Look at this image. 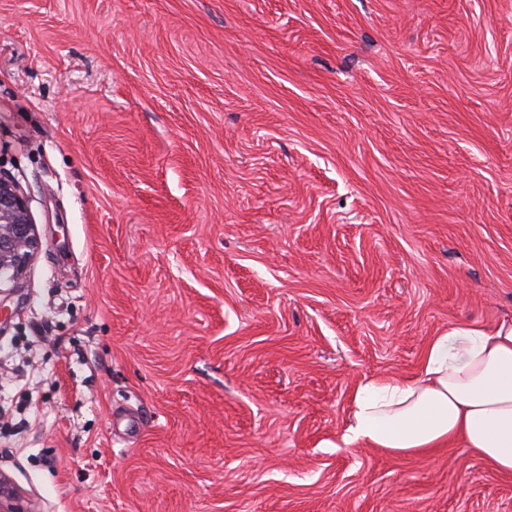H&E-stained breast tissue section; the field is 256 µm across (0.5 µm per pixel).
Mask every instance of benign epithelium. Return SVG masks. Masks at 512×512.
<instances>
[{
	"label": "benign epithelium",
	"instance_id": "benign-epithelium-1",
	"mask_svg": "<svg viewBox=\"0 0 512 512\" xmlns=\"http://www.w3.org/2000/svg\"><path fill=\"white\" fill-rule=\"evenodd\" d=\"M40 236L31 217L28 200L16 182L0 178V267L12 271L18 281L38 254ZM0 512H27L21 496L8 479L0 478Z\"/></svg>",
	"mask_w": 512,
	"mask_h": 512
}]
</instances>
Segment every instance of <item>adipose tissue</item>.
<instances>
[{
  "label": "adipose tissue",
  "mask_w": 512,
  "mask_h": 512,
  "mask_svg": "<svg viewBox=\"0 0 512 512\" xmlns=\"http://www.w3.org/2000/svg\"><path fill=\"white\" fill-rule=\"evenodd\" d=\"M343 442L396 454L458 442L512 474V320L449 328L429 342L415 378L360 382Z\"/></svg>",
  "instance_id": "obj_1"
}]
</instances>
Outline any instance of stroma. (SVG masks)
Listing matches in <instances>:
<instances>
[{"label":"stroma","mask_w":512,"mask_h":512,"mask_svg":"<svg viewBox=\"0 0 512 512\" xmlns=\"http://www.w3.org/2000/svg\"><path fill=\"white\" fill-rule=\"evenodd\" d=\"M0 176L33 512H512L468 449L341 440L512 319V0H0ZM40 236L31 217L28 200L16 182L0 178V277L21 279L38 254Z\"/></svg>","instance_id":"stroma-1"}]
</instances>
